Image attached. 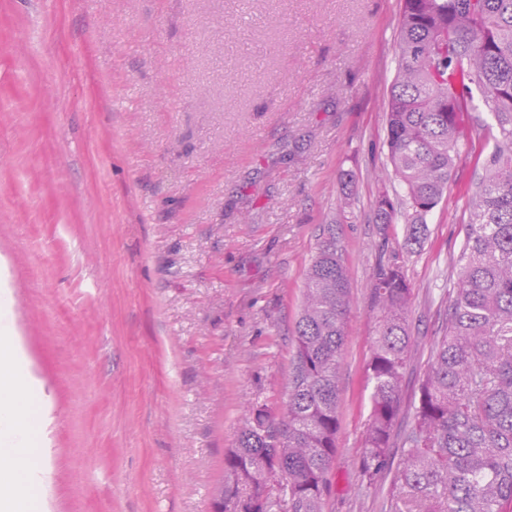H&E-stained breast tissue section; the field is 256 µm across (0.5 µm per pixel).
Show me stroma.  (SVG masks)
<instances>
[{
    "label": "stroma",
    "mask_w": 512,
    "mask_h": 512,
    "mask_svg": "<svg viewBox=\"0 0 512 512\" xmlns=\"http://www.w3.org/2000/svg\"><path fill=\"white\" fill-rule=\"evenodd\" d=\"M401 0H0V290L45 419L43 512H209L247 408L279 409L305 272L336 227L351 310L323 512H390L361 458L380 263L442 334L468 147L427 236L376 224ZM355 177L351 201L341 176Z\"/></svg>",
    "instance_id": "stroma-1"
}]
</instances>
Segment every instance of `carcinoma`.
<instances>
[{
	"label": "carcinoma",
	"instance_id": "carcinoma-1",
	"mask_svg": "<svg viewBox=\"0 0 512 512\" xmlns=\"http://www.w3.org/2000/svg\"><path fill=\"white\" fill-rule=\"evenodd\" d=\"M397 68L389 91L386 176L394 195L374 203L378 224L404 219L408 240L425 235L459 146L493 142L468 204L464 244L442 336L400 434L401 386L415 338L412 287L396 262L371 285L380 311L367 369L370 414L362 457L370 480L386 468L398 512H512V0H402ZM495 123H482L476 102ZM350 311L349 280L333 225L305 274L287 399L246 410L224 457L222 512H322L336 451V370Z\"/></svg>",
	"mask_w": 512,
	"mask_h": 512
}]
</instances>
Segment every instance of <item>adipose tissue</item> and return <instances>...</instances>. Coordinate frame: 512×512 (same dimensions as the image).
I'll list each match as a JSON object with an SVG mask.
<instances>
[{
    "instance_id": "1",
    "label": "adipose tissue",
    "mask_w": 512,
    "mask_h": 512,
    "mask_svg": "<svg viewBox=\"0 0 512 512\" xmlns=\"http://www.w3.org/2000/svg\"><path fill=\"white\" fill-rule=\"evenodd\" d=\"M27 366L0 342V512H38L32 475L41 464V417Z\"/></svg>"
}]
</instances>
